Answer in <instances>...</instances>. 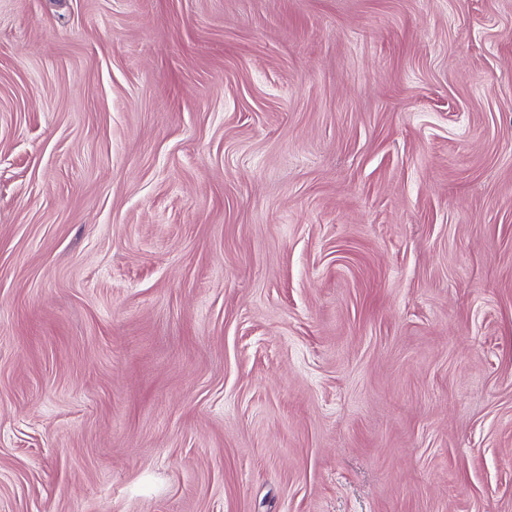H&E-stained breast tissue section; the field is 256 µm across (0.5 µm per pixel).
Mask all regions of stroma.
Returning a JSON list of instances; mask_svg holds the SVG:
<instances>
[{
  "label": "stroma",
  "mask_w": 512,
  "mask_h": 512,
  "mask_svg": "<svg viewBox=\"0 0 512 512\" xmlns=\"http://www.w3.org/2000/svg\"><path fill=\"white\" fill-rule=\"evenodd\" d=\"M0 512H512V0H0Z\"/></svg>",
  "instance_id": "obj_1"
}]
</instances>
